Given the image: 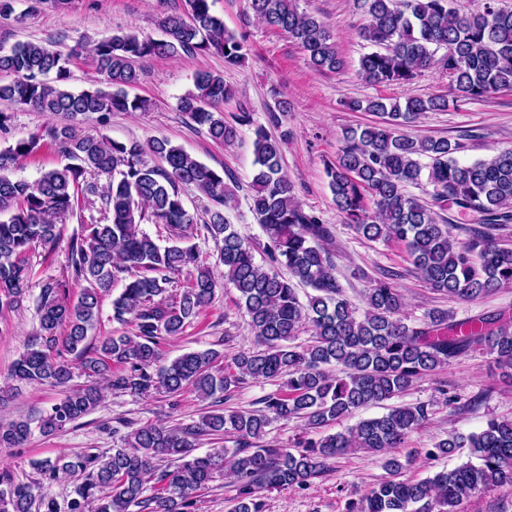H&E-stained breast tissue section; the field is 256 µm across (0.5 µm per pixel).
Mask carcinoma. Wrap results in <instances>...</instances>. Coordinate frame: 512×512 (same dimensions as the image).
<instances>
[{
  "label": "carcinoma",
  "mask_w": 512,
  "mask_h": 512,
  "mask_svg": "<svg viewBox=\"0 0 512 512\" xmlns=\"http://www.w3.org/2000/svg\"><path fill=\"white\" fill-rule=\"evenodd\" d=\"M213 0H182L179 11L159 18L162 36L113 34L93 43L86 54L104 76L107 88L73 91L66 86L73 54L50 44L0 43V73L14 76L0 84V99L52 116L70 119L90 114L143 112L148 101L130 96L139 81L135 63L153 57L177 58L217 52L224 65L238 67L251 52L249 37L224 26ZM487 0L484 11L461 14L449 0H354L366 18L359 36L375 47L360 57L357 74L371 86H406L436 68L448 78L450 96L404 100L373 97L350 103L372 112L378 121L345 133L336 162L325 172L337 213L368 241L404 244L420 277L434 291L462 300L512 288V248L491 230L512 223V147L462 164L460 146L447 138H413L403 128L425 112L445 111L448 101L467 104L512 89V8ZM252 16L298 44L310 68L338 73L343 60L334 36L317 15L299 9L297 0H247ZM445 53L437 55L438 50ZM236 96L224 77L199 72L194 90L179 108L209 137L232 143L249 122L241 112L224 120V103ZM284 138L255 131V171L251 210L266 238L267 264L256 263L252 247L225 212L234 192L224 172L198 161L166 139L120 142L105 135L79 136L72 125L51 124L42 132L0 147V310L14 309L26 297L30 254L61 233L59 221L86 206L96 187L95 174L110 180L99 193L103 221L88 224L73 240L68 256L72 279L87 287L72 300L68 282L42 288L37 311L39 331L13 365L7 379L26 384H68L78 368L89 379L133 397L179 395L191 386L203 400L224 401L254 380L282 382V390L259 400L261 407L229 413L213 411L199 421L168 428L140 427L99 463L81 452L62 453L35 463L54 479L83 475L70 512H195L197 494L216 476L229 480L233 512H264L273 492L303 489L332 468L333 461L361 451L377 457L387 476L348 512H463L472 497L512 487V420L490 419L478 433L450 435L427 449L430 459L470 449L467 462L422 480L403 477L407 464L392 454L429 420L432 406L420 402L396 406L359 421L345 431L298 439L291 448L261 444L278 421L306 420L322 429L371 404L398 397L419 379L450 361L477 350L495 356L500 369L512 371V316L496 313L457 320L446 309L428 310L421 323L404 312L394 273L370 279L366 308L358 313L334 275L325 248L330 229L307 210L293 181L282 171ZM53 148L67 163L45 169L33 180L12 177L22 162ZM161 161L149 163V157ZM427 183L434 205L407 188ZM191 185L210 201L204 227L219 245L224 287L238 294L248 317L255 349L226 357L209 348L185 352L161 363V343L180 336L214 298L215 282L197 267L189 283L178 287L173 275L195 263L193 237L198 216L183 202L180 186ZM452 207L472 213L486 231L458 241L453 225L438 210ZM162 224L173 244L159 245L141 228ZM128 273L112 299V320L134 327V335L89 340L99 319L103 296ZM315 294L302 304L297 289ZM312 328L296 344L303 325ZM74 357L73 365L62 353ZM95 386L70 391L40 419L51 433L88 414L100 403ZM235 436L234 447L195 454L202 438ZM31 435V420L0 425V446L21 445ZM173 461L162 469L158 460ZM160 492L144 495L150 482ZM0 512H58L56 501L37 483H16L0 473Z\"/></svg>",
  "instance_id": "1"
}]
</instances>
